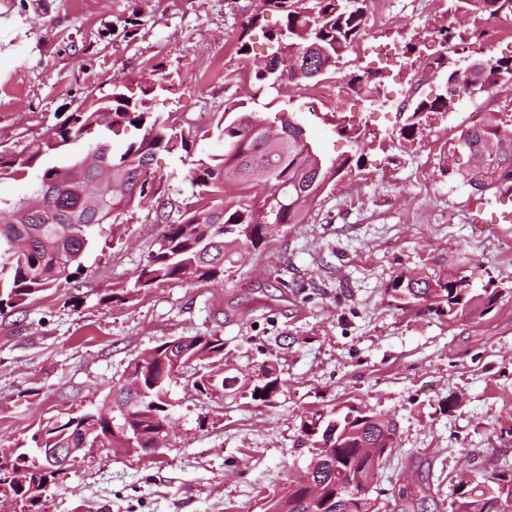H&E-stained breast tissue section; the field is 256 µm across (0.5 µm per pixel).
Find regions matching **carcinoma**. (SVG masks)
<instances>
[{"label": "carcinoma", "instance_id": "cac0c4a2", "mask_svg": "<svg viewBox=\"0 0 512 512\" xmlns=\"http://www.w3.org/2000/svg\"><path fill=\"white\" fill-rule=\"evenodd\" d=\"M369 0H262V9L252 14L238 37V52L248 50V31L256 26L266 11L282 15L281 25L266 33L272 45V60L281 67L294 69L296 62L310 67L336 70L340 59L353 49L365 32ZM462 14L481 18L486 14L512 18V0H448L442 21L435 27L436 38L409 42L401 54L420 49L416 57L427 69H447L448 55L444 43L456 38L443 19ZM485 70L477 75L480 85L489 90L500 83H512V56L489 54L484 57ZM254 80L283 94L290 85L305 86L313 79L304 75L296 80L277 82V75L255 70ZM382 70L353 72L349 87L359 95L375 97L380 93ZM162 86L145 88L132 99L121 86L112 89V122L97 123L102 104L92 101L85 112L71 113L60 125L42 138H34L19 152L0 156V180L18 179L22 175L33 181L29 193L8 204L0 205V314L15 309L30 296L62 284L71 283L80 274L82 259L101 226L117 223L112 214L146 197L163 198L161 185L148 180V170L159 151H182L187 165L186 178L195 189L199 206L171 219L172 211H162L157 221L165 225L164 233L148 256L147 263L134 282L120 289L126 296L159 282L179 280L224 281V268L238 261L244 253L258 250L266 242L264 225L255 215L266 210L280 224H302L321 196L333 189L342 178L364 167V152L354 156L323 158L310 140L305 125L295 119L273 125L260 113L245 110L242 102L224 105L214 129L224 141L220 155L196 151L200 139L197 128L181 125L172 116L156 110ZM454 92L442 87L435 97L410 96L398 108L402 118L393 133L404 152L422 139L439 120L454 111ZM340 135L359 143V124L354 116L337 110L323 115ZM142 131L141 138L127 141L128 128ZM80 139L89 150L97 144L108 147L112 178L140 177L146 192L126 202L113 196L109 184L98 186L97 208L88 206L81 184L93 175L76 169L78 161L68 156L70 140ZM442 171L457 178L478 197L494 190L512 192V113L486 112L448 138L447 152L440 159ZM51 198L57 223L44 224L38 203ZM466 275H434L405 279L397 276L390 283L392 298L402 307L420 306L437 316L455 319L474 309L489 310L500 292L484 290L475 294L464 285ZM170 340L158 342L157 356L142 376L145 393L119 382L112 385V405H126L145 399L144 413L135 421V447L143 453L156 448L155 440L169 422L167 393L171 384L182 378L202 394L217 387L225 389L229 378L221 377L214 386L205 382L207 366L224 359V339L219 336H194L191 340L168 346ZM282 379L276 366L260 369L251 394L270 403L277 396ZM349 413L332 418L314 413L301 423V433L322 449L316 468L300 480L274 493L266 500L264 512H380L362 510L360 499L349 489L359 477L370 485L371 476L388 459L395 441L397 425L379 414L367 412L352 420ZM49 448H120L127 435L113 429L112 423L97 413H87L77 424L66 421L51 429L43 428ZM28 488L13 484L0 485V499L11 496L12 512H45L30 487L43 480L37 460L30 461ZM451 512H498L500 502H512V479L497 471L459 481Z\"/></svg>", "mask_w": 512, "mask_h": 512}]
</instances>
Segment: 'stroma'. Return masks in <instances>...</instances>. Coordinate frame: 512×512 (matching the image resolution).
<instances>
[{
  "instance_id": "obj_1",
  "label": "stroma",
  "mask_w": 512,
  "mask_h": 512,
  "mask_svg": "<svg viewBox=\"0 0 512 512\" xmlns=\"http://www.w3.org/2000/svg\"><path fill=\"white\" fill-rule=\"evenodd\" d=\"M261 0H0V147L21 150L64 115L126 81L162 79L163 113L200 127L201 148L224 144L208 128L225 102L245 101L272 118L299 115L322 154L355 147L307 112L308 88L272 98L254 81L269 12L249 55L236 34ZM415 0H370L367 25L328 86L376 66L379 46L431 34L443 13ZM374 101L356 93L342 105L360 123L364 169L326 192L305 223L288 224L244 255L222 283L169 281L126 301L112 290L131 281L163 227L156 203L125 212L119 233L91 246L74 282L0 315V448L31 446L39 426L100 410L129 361L160 340L217 335L231 382L214 402L185 384L170 397L175 429L153 456L93 449L81 454L47 512H263V496L303 474L312 443L300 431L315 412L358 406L398 426L396 447L373 487L387 512L401 491L430 487L426 512H451L460 478L512 465V224H470L472 195L443 174L448 131L477 113L512 109V84L466 98L403 153L391 140L395 102L411 89L434 93L438 77L391 62ZM152 171L176 209L193 207L179 153L161 152ZM464 269L475 291L501 293L489 311L449 319L398 309L387 287L399 275ZM284 382L275 401L252 400L262 365Z\"/></svg>"
}]
</instances>
